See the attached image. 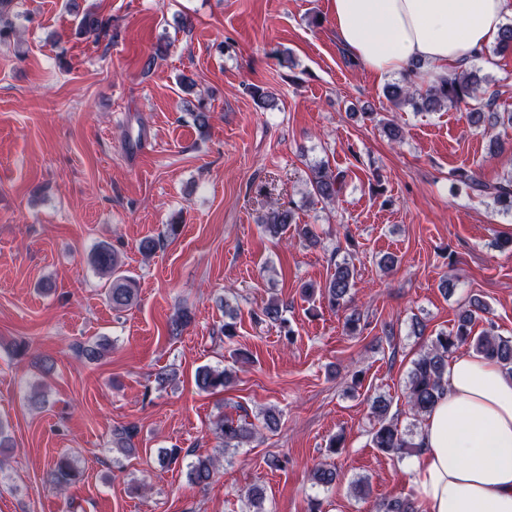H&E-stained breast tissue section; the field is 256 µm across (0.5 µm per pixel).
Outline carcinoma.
Listing matches in <instances>:
<instances>
[{
    "label": "carcinoma",
    "instance_id": "cac0c4a2",
    "mask_svg": "<svg viewBox=\"0 0 512 512\" xmlns=\"http://www.w3.org/2000/svg\"><path fill=\"white\" fill-rule=\"evenodd\" d=\"M13 0H0V45L11 43L14 30L11 24L2 19L12 8ZM110 21L95 12H86L79 22V33L99 42L109 35ZM498 54L512 53V24L504 26L494 46ZM489 84V78L480 74L478 69H463L448 76V79L418 89L411 78L403 77L385 88L389 103L395 108L409 106L416 112H434L444 106H466L477 102V106L468 112L469 121L478 126L486 117L500 119L497 112L486 114L483 108L491 106L492 98L479 97L483 86ZM458 177L468 188L480 196L490 197L500 210L512 214V176L500 183H486L473 173L461 170ZM343 176L333 173L325 165L311 168L309 177V195L321 202H333L342 187ZM294 215L290 208L276 201L267 203L266 213L261 217L264 231L272 237H278L288 230ZM90 262L101 276L107 278L109 287L107 298L115 309L131 306L137 296L136 278L123 269L118 253L108 243L97 245L90 256ZM355 266L344 258L334 264V273L326 282L322 294L333 310L347 306L352 300L351 290L355 281ZM283 305L277 299H271L261 309L259 319L286 327L282 317ZM489 313V307L480 298H472L462 306L457 315V323L451 331H439L430 340L429 345L412 361L406 380V398L415 421L422 422L434 404L443 395L447 384L446 371L448 359L462 346H470L475 352L495 360L501 368L512 375V336H502L494 328L473 335L475 322ZM108 341L100 340L92 345L78 347V352L88 360H97L104 355ZM197 387L205 392H213L230 382V375L224 369L203 366L196 371ZM371 414L376 421L372 442L374 447L389 454H403L416 448L414 438L417 431L398 428L395 417L390 415L391 402L383 396L375 397L371 402ZM257 433L255 426L247 418L221 416L214 422V434L220 440V451L238 448L251 440ZM134 429L125 427L114 432L113 444L117 452L129 454L134 450ZM218 458L199 457L191 463L190 478L198 485H207L212 480ZM78 473L71 458L62 456L56 460L48 472V481L57 489L67 487ZM336 469L330 465L317 468L312 475L314 484L328 487L336 481ZM377 512H413L408 497L383 499L378 503Z\"/></svg>",
    "mask_w": 512,
    "mask_h": 512
}]
</instances>
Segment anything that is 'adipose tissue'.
Returning a JSON list of instances; mask_svg holds the SVG:
<instances>
[{"label": "adipose tissue", "mask_w": 512, "mask_h": 512, "mask_svg": "<svg viewBox=\"0 0 512 512\" xmlns=\"http://www.w3.org/2000/svg\"><path fill=\"white\" fill-rule=\"evenodd\" d=\"M337 40L379 80L420 63L417 83L465 68L495 42L512 0H330ZM405 471L416 512H512V376L475 352L447 387Z\"/></svg>", "instance_id": "obj_1"}]
</instances>
